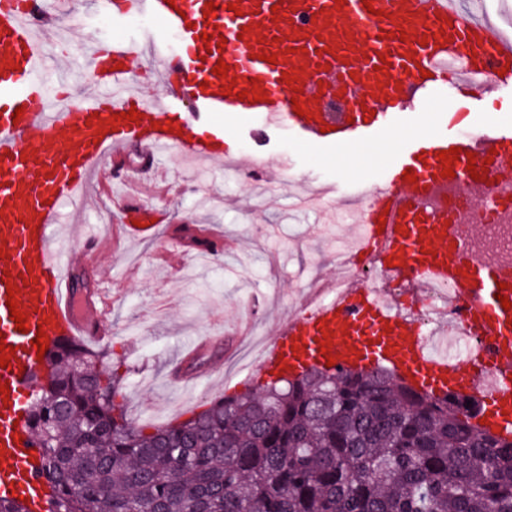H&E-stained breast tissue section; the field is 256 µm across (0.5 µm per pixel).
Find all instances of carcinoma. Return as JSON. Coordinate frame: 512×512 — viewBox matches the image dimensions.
Masks as SVG:
<instances>
[{
	"label": "carcinoma",
	"mask_w": 512,
	"mask_h": 512,
	"mask_svg": "<svg viewBox=\"0 0 512 512\" xmlns=\"http://www.w3.org/2000/svg\"><path fill=\"white\" fill-rule=\"evenodd\" d=\"M30 407L48 512H512V439L386 367H312L147 434L62 344Z\"/></svg>",
	"instance_id": "obj_1"
}]
</instances>
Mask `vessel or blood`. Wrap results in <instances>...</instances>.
<instances>
[{
  "label": "vessel or blood",
  "mask_w": 512,
  "mask_h": 512,
  "mask_svg": "<svg viewBox=\"0 0 512 512\" xmlns=\"http://www.w3.org/2000/svg\"><path fill=\"white\" fill-rule=\"evenodd\" d=\"M35 0H0V343L13 347L0 367V497L29 498L45 512L46 488L35 469L40 452L28 424L41 362L34 339L103 338L95 302L75 286L58 236L62 207L93 175L121 177L126 149L144 145L148 161L164 153L211 160L238 157L237 140L257 144L252 166L265 165L268 133L287 128L319 148L347 150L384 143V173L364 181L370 203L357 211L354 253L378 270L411 272L416 284L449 287L454 325L483 337L469 361L433 355L421 327L390 298L350 283L314 310H299L267 346L259 366L296 375L333 358L339 370L383 364L429 394H479L486 430L512 438V275L466 257V238L447 209L416 216L425 189L447 186L440 151L460 149L457 180L469 179V154L493 164L512 158V129L472 114L476 137L452 134V112L429 99L444 87L467 90L512 80V39L489 21L463 13L456 0H113L122 17L140 13L177 33L170 47L152 33L138 43L94 41L85 77L93 96L61 95L37 80L45 43L30 14ZM155 56L168 83L165 97L145 110L128 89L136 48ZM225 62L226 75L214 74ZM20 120H13L15 109ZM141 118L126 119L129 110ZM413 171L414 181L403 178ZM385 227H378L377 218ZM15 297L28 331L6 304ZM194 339L171 368V382L200 379L189 364L209 350Z\"/></svg>",
  "instance_id": "vessel-or-blood-1"
}]
</instances>
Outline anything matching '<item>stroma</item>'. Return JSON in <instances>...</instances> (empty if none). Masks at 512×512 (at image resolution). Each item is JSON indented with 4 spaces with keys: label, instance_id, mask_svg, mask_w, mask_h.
<instances>
[{
    "label": "stroma",
    "instance_id": "1",
    "mask_svg": "<svg viewBox=\"0 0 512 512\" xmlns=\"http://www.w3.org/2000/svg\"><path fill=\"white\" fill-rule=\"evenodd\" d=\"M96 8L97 0H73L71 14L62 20L65 39L48 49L49 78L63 71L83 74L87 57L80 46L87 37L138 39V32L121 21L101 27ZM448 108L512 124V87L476 88L468 98L445 96L434 105L438 112ZM268 151L266 176L259 179L230 164L196 161L188 167L179 156L144 170L145 149L134 145L126 151L130 183L125 193H118L110 172L102 171L88 201L66 206L57 219L61 226L86 225L103 239L96 259L78 251L70 259L92 289L107 292L110 337L96 346L99 367L121 377L126 412L136 426L154 427L160 414L170 421L189 409L201 412L214 398L245 392L258 380L254 368L229 374L219 356L210 362L217 382L199 384L192 400H185L184 390L168 386L166 378L188 339L207 330L235 335L244 318L255 320L265 338H272L297 310L308 283L324 287L336 279V245L356 230L336 205L355 196L363 168L352 166L347 154L327 155L300 143L289 130L272 132ZM286 164L313 186H334L333 204L298 199L282 173ZM127 202L153 204L160 223L153 239H124L121 211ZM183 224L207 227L222 239L206 266L195 267L194 250L171 239L172 230ZM255 224L264 225V236L252 233Z\"/></svg>",
    "mask_w": 512,
    "mask_h": 512
}]
</instances>
